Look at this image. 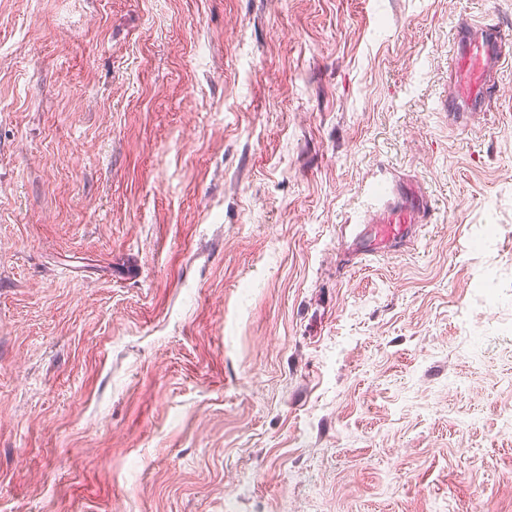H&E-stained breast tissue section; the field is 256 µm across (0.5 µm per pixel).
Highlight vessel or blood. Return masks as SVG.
<instances>
[{
  "label": "vessel or blood",
  "mask_w": 512,
  "mask_h": 512,
  "mask_svg": "<svg viewBox=\"0 0 512 512\" xmlns=\"http://www.w3.org/2000/svg\"><path fill=\"white\" fill-rule=\"evenodd\" d=\"M453 42L452 86L443 108L450 121L465 125L494 104L501 69L512 61V33L494 24L462 21L453 30ZM434 216L428 191L395 181L376 196L361 223L339 225L336 239L348 262L360 265L415 239Z\"/></svg>",
  "instance_id": "obj_1"
}]
</instances>
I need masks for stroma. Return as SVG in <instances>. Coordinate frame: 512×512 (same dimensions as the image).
I'll list each match as a JSON object with an SVG mask.
<instances>
[{
    "instance_id": "obj_1",
    "label": "stroma",
    "mask_w": 512,
    "mask_h": 512,
    "mask_svg": "<svg viewBox=\"0 0 512 512\" xmlns=\"http://www.w3.org/2000/svg\"><path fill=\"white\" fill-rule=\"evenodd\" d=\"M512 0H0V512H512ZM436 206L345 266L385 179ZM452 86L443 108L457 125L488 112L497 98L501 69L511 60V36L498 25L461 21L453 30Z\"/></svg>"
}]
</instances>
